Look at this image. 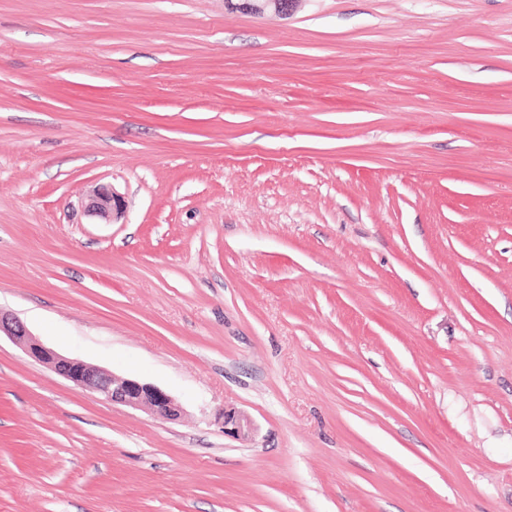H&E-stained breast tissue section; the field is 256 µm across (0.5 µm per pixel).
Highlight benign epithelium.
<instances>
[{
	"instance_id": "obj_1",
	"label": "benign epithelium",
	"mask_w": 512,
	"mask_h": 512,
	"mask_svg": "<svg viewBox=\"0 0 512 512\" xmlns=\"http://www.w3.org/2000/svg\"><path fill=\"white\" fill-rule=\"evenodd\" d=\"M297 0H238L235 8L247 13L273 12L286 17ZM125 200L110 186L94 190L87 209L91 215L108 220L124 212ZM0 334L8 336L37 361L73 383L98 394L103 400L133 409L146 410L159 418H180L182 406L169 393L151 383L134 378L117 377L105 370L67 357L35 338L18 318L0 312Z\"/></svg>"
}]
</instances>
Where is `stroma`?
Segmentation results:
<instances>
[{
    "mask_svg": "<svg viewBox=\"0 0 512 512\" xmlns=\"http://www.w3.org/2000/svg\"><path fill=\"white\" fill-rule=\"evenodd\" d=\"M0 310L185 411L1 337L0 512H512V0H0ZM298 0H238L233 3L236 9L255 14L273 12L282 17H288ZM124 207V197L114 191L112 186L103 185L94 190L87 205V211L104 220H110L111 217L113 220L124 212ZM2 333L37 361L107 402L146 410L169 421L179 419L183 412L180 403L160 387L134 378L117 377L95 365L62 355L35 338L18 318L0 310V338Z\"/></svg>",
    "mask_w": 512,
    "mask_h": 512,
    "instance_id": "stroma-1",
    "label": "stroma"
}]
</instances>
